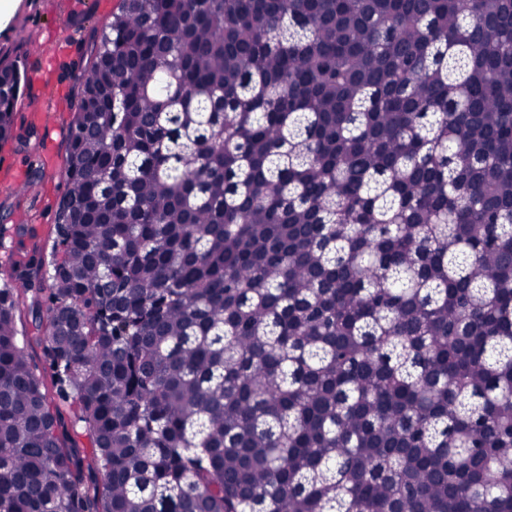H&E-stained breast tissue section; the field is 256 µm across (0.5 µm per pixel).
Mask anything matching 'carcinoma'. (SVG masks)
Here are the masks:
<instances>
[{"label": "carcinoma", "mask_w": 512, "mask_h": 512, "mask_svg": "<svg viewBox=\"0 0 512 512\" xmlns=\"http://www.w3.org/2000/svg\"><path fill=\"white\" fill-rule=\"evenodd\" d=\"M68 106L0 512H512V0H118Z\"/></svg>", "instance_id": "1"}]
</instances>
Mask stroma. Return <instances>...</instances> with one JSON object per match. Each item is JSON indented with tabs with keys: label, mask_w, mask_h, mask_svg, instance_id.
Returning <instances> with one entry per match:
<instances>
[{
	"label": "stroma",
	"mask_w": 512,
	"mask_h": 512,
	"mask_svg": "<svg viewBox=\"0 0 512 512\" xmlns=\"http://www.w3.org/2000/svg\"><path fill=\"white\" fill-rule=\"evenodd\" d=\"M117 0H15L14 9L0 21V59L19 61L23 74L38 78L17 106L19 113L47 110L48 125L39 128L37 155L45 160V175L33 194L23 195L0 183V221L23 224L22 235L0 238V283L15 275L31 257L51 258L55 241V211L67 186L69 123L67 109L71 80L65 64L78 59L92 27L109 22Z\"/></svg>",
	"instance_id": "35a3bbf8"
}]
</instances>
